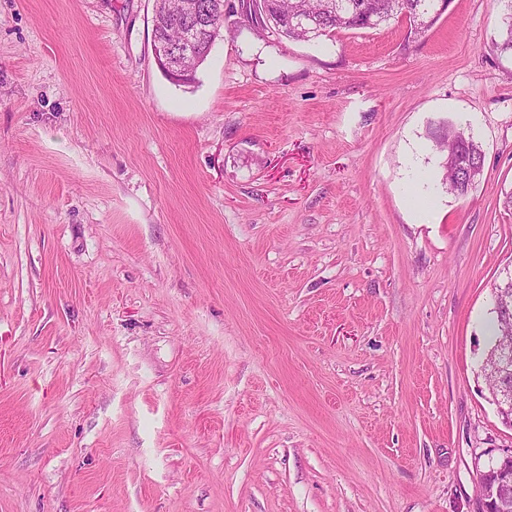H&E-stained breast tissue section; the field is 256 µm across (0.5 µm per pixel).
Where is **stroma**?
Wrapping results in <instances>:
<instances>
[{"label":"stroma","instance_id":"1","mask_svg":"<svg viewBox=\"0 0 512 512\" xmlns=\"http://www.w3.org/2000/svg\"><path fill=\"white\" fill-rule=\"evenodd\" d=\"M500 13L317 44L228 14L178 85L153 0H0V512H483ZM436 146L440 151L447 153L445 165L448 162V158L453 159L451 165L445 166L448 170V175L446 176L448 190L459 196L466 195L473 186L466 192L459 191V188L465 185V167L468 165H478L483 168V157L480 146L472 135H466L464 131L450 128H448V135L436 137Z\"/></svg>","mask_w":512,"mask_h":512}]
</instances>
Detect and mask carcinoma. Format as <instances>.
I'll return each instance as SVG.
<instances>
[{"mask_svg": "<svg viewBox=\"0 0 512 512\" xmlns=\"http://www.w3.org/2000/svg\"><path fill=\"white\" fill-rule=\"evenodd\" d=\"M428 0H270L272 12L283 16L301 12L309 15L322 36H330L338 30L368 29L366 21L376 20L382 26L395 18L408 20L412 30H417L416 16L423 4ZM503 4L502 15L506 19L500 21L499 41L494 47L502 53L512 54V0H499ZM193 3L199 8L212 12L215 19L222 16L224 0H157L156 12L161 31L170 41L179 37V20L171 14L181 11L186 4ZM436 146L453 159L447 166L448 190L462 195L459 188L465 184V167L483 165L482 150L474 138L460 130L450 129L448 135L436 137Z\"/></svg>", "mask_w": 512, "mask_h": 512, "instance_id": "1", "label": "carcinoma"}]
</instances>
